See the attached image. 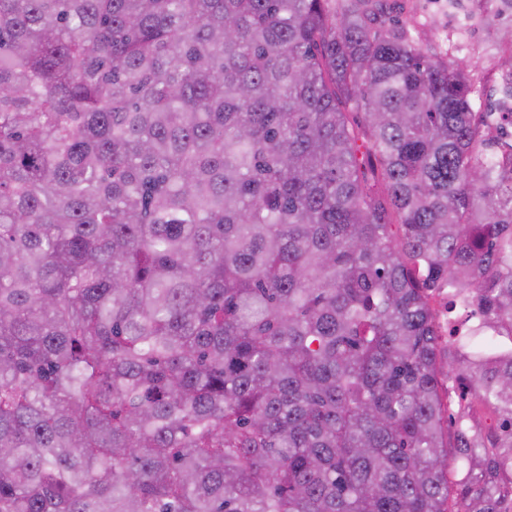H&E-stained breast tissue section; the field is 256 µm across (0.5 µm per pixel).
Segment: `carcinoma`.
Here are the masks:
<instances>
[{
	"label": "carcinoma",
	"mask_w": 512,
	"mask_h": 512,
	"mask_svg": "<svg viewBox=\"0 0 512 512\" xmlns=\"http://www.w3.org/2000/svg\"><path fill=\"white\" fill-rule=\"evenodd\" d=\"M331 2L0 0V512L512 499V349L448 434L429 295L512 332V107Z\"/></svg>",
	"instance_id": "carcinoma-1"
}]
</instances>
